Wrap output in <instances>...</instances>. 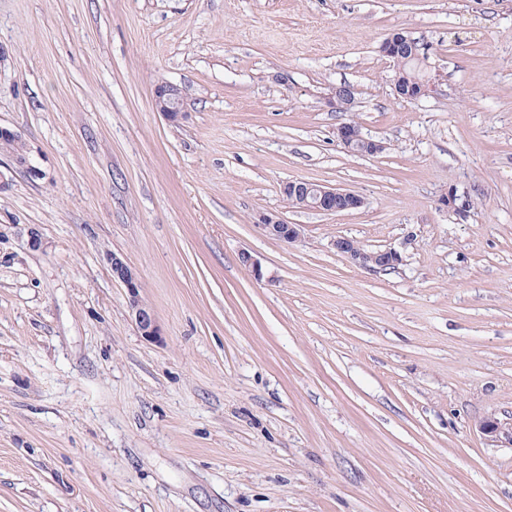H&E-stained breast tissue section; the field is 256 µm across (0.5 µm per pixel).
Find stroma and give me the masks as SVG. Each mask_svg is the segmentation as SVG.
I'll list each match as a JSON object with an SVG mask.
<instances>
[{"label":"stroma","mask_w":512,"mask_h":512,"mask_svg":"<svg viewBox=\"0 0 512 512\" xmlns=\"http://www.w3.org/2000/svg\"><path fill=\"white\" fill-rule=\"evenodd\" d=\"M396 30L431 46L415 101ZM0 126L41 172L0 153V512H512L476 427L512 419V0H0ZM296 179L364 205L293 208ZM401 62H397L395 58H391L393 64L397 68H402L403 73L408 77L409 80H415L414 83L403 81L398 74L393 78L394 90L398 97L404 99H418L429 94L432 89V80L424 77L423 65L424 60H421L414 55L413 49L409 46H405L403 54L401 56ZM422 77H424L422 80ZM419 80V81H418ZM185 95L179 86L172 83L160 84L154 92V108L170 122H179L187 116ZM356 89L347 83H341L332 88L328 97V104L336 111L344 112L349 110L355 103ZM336 141L348 152L358 155H378L386 147L381 141L363 135L353 122L343 123L336 128ZM255 225L269 237L290 244L297 242L304 236L303 226L288 224L275 212H260L254 217ZM332 245L351 265L372 271H390L403 260L400 251L395 248L367 250L350 237H337ZM107 259L111 265L113 279L126 289L137 330L146 339H158L161 336V329L154 310L140 296L141 281L138 274L115 253L108 254Z\"/></svg>","instance_id":"stroma-1"}]
</instances>
